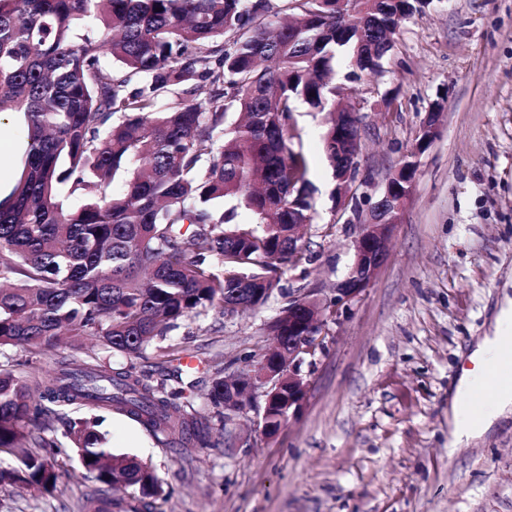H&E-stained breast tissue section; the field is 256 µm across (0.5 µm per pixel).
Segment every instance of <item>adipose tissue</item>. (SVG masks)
Masks as SVG:
<instances>
[{
    "instance_id": "adipose-tissue-1",
    "label": "adipose tissue",
    "mask_w": 512,
    "mask_h": 512,
    "mask_svg": "<svg viewBox=\"0 0 512 512\" xmlns=\"http://www.w3.org/2000/svg\"><path fill=\"white\" fill-rule=\"evenodd\" d=\"M512 340V298H504L492 331L471 352L472 369L463 371L448 406V449L455 452L484 436L501 419L512 414V389L494 391L491 404L477 417L466 412L470 394L484 383L487 370L495 364L501 347Z\"/></svg>"
}]
</instances>
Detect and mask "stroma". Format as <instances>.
<instances>
[{"label": "stroma", "mask_w": 512, "mask_h": 512, "mask_svg": "<svg viewBox=\"0 0 512 512\" xmlns=\"http://www.w3.org/2000/svg\"><path fill=\"white\" fill-rule=\"evenodd\" d=\"M336 83L363 116L360 178L370 209L436 101L439 132L417 154L401 224L376 278L327 323L309 366L301 411L262 437L256 415L213 430L212 445H173L117 411L102 428L114 451L136 455L162 481L153 512H512V418L458 452L448 450V402L470 344L512 296V0H432L405 21L381 73ZM295 143L310 164L315 213L302 242L309 259L286 269L256 311H215L182 323L135 359L137 371L170 379L210 417L207 393L228 363L272 346L269 326L289 295H335L353 261L354 226L336 221V181L323 150L325 116L300 110ZM414 152V151H413ZM187 342L183 367L170 345ZM91 342L30 352L0 349V364L30 360L53 373L60 357L81 365ZM53 493L0 487V512H79L93 483L68 447Z\"/></svg>", "instance_id": "1"}]
</instances>
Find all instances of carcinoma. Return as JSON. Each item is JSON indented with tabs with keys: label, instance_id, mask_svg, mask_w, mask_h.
I'll return each mask as SVG.
<instances>
[{
	"label": "carcinoma",
	"instance_id": "1",
	"mask_svg": "<svg viewBox=\"0 0 512 512\" xmlns=\"http://www.w3.org/2000/svg\"><path fill=\"white\" fill-rule=\"evenodd\" d=\"M359 2L345 14L339 0H0V112L21 118L26 144L0 199V347L54 348L65 330L141 358L208 310L265 305L283 269L306 260L288 237L313 209L297 103L326 114L324 152L344 179L336 144L361 133L336 101V58L348 54L350 79L380 70L401 24L430 4ZM80 190L85 202L65 206L63 192ZM209 402L224 422V377ZM75 408L209 445L183 391L133 366L91 356L73 369L62 356L46 377L15 359L0 365V451L22 467L0 468V485L56 488L62 448L31 427ZM285 415L270 406L269 434ZM100 426L84 418L65 433L95 483L81 509L151 512L160 479ZM115 486L128 497H110Z\"/></svg>",
	"mask_w": 512,
	"mask_h": 512
}]
</instances>
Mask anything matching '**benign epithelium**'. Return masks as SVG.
Returning a JSON list of instances; mask_svg holds the SVG:
<instances>
[{"label": "benign epithelium", "mask_w": 512, "mask_h": 512, "mask_svg": "<svg viewBox=\"0 0 512 512\" xmlns=\"http://www.w3.org/2000/svg\"><path fill=\"white\" fill-rule=\"evenodd\" d=\"M347 166L350 183L338 191L336 222H341L342 214L350 211V223L357 228L353 263L336 285V296L329 304H322L310 291L302 296H288V331L292 332L288 337V363L270 369L255 359L253 380L244 397L235 395L224 404L226 426L250 412L262 418L266 408L278 401L288 402V417L300 412L309 386L302 365L321 349L327 322L337 320L345 305L365 291L387 258V242L402 219L404 204L395 205L382 223H375L376 209L365 215L358 201L359 155H348Z\"/></svg>", "instance_id": "1"}]
</instances>
